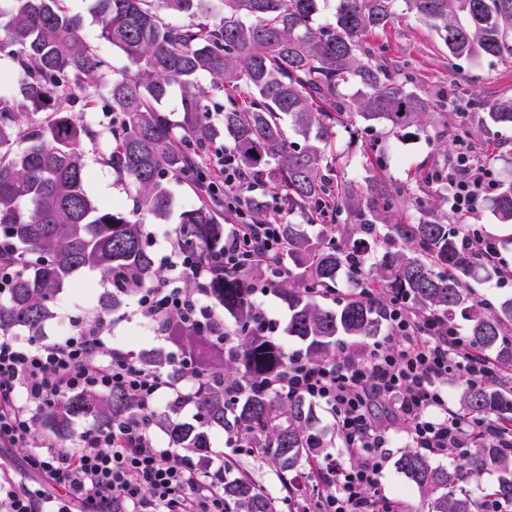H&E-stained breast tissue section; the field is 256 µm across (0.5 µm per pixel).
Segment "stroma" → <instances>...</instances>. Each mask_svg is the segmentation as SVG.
Listing matches in <instances>:
<instances>
[{
	"label": "stroma",
	"mask_w": 512,
	"mask_h": 512,
	"mask_svg": "<svg viewBox=\"0 0 512 512\" xmlns=\"http://www.w3.org/2000/svg\"><path fill=\"white\" fill-rule=\"evenodd\" d=\"M72 12L83 15V33L96 52L112 63L106 78L118 77L126 65L122 53L99 36V26L89 13L90 0H68ZM367 45L388 61L405 66L414 73L416 86L429 96L441 98L426 124L401 137L383 125L369 129L337 127L336 150L345 160L342 173L356 191H364L374 178L382 177L402 190L394 217L401 222H417L422 205L434 202L448 210L445 183L416 180L417 172L443 168L447 165L446 150L457 142L468 143L478 165L491 170L495 179L512 176V128L485 124L488 106L495 100L512 98V58H455L436 31L407 13L385 30L369 35ZM104 145L98 141L84 144L89 173L87 191L98 203L132 208L131 187L121 181L102 161ZM171 214L168 220L155 221L151 229L157 240L151 245L154 259H162L164 251L160 236L169 226L179 224L183 211L206 203V196L188 182L172 181ZM108 291L107 284L94 271L80 274L59 294V301L78 314L94 313L98 300ZM112 337L128 350L157 348L165 356L176 357L173 342L156 339L154 333L133 316L131 306H122L112 315ZM409 445L404 433H396L390 449L391 459L382 479L388 497L421 507L423 495L397 468L395 460Z\"/></svg>",
	"instance_id": "1"
}]
</instances>
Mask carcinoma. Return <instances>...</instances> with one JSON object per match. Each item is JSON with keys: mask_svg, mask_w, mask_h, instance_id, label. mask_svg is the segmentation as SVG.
Here are the masks:
<instances>
[{"mask_svg": "<svg viewBox=\"0 0 512 512\" xmlns=\"http://www.w3.org/2000/svg\"><path fill=\"white\" fill-rule=\"evenodd\" d=\"M323 0H92L90 12L101 39L126 57L129 66L112 80L104 105L109 121L95 131L74 115L91 105L90 89L110 68L81 32L82 20L64 0H0V59L17 62L13 93L0 96V242L20 254L22 268L0 299V336L40 335L56 312L62 288L86 270L112 291L99 300L100 313L120 304L125 283L112 278L125 270L148 286L161 277L150 250L144 219L162 220L171 209L170 182L222 191L214 167L229 160L277 190L275 213L300 215L324 224L330 234L312 239L302 225H282L288 273L271 288L288 304L287 333L305 343L315 362L340 358L351 347L345 337L377 336L382 307L351 297L332 308L318 299L336 284L352 253L368 255L379 237V262L356 276L437 320L461 314L468 341L512 364V297L494 304L472 298L468 279L476 270L448 216L432 204L416 224H393L390 214L401 189L375 179L361 195L340 176L332 149L336 127L382 123L406 135L423 125L435 102L418 93L403 67L374 58L365 37L397 17L398 0H336L334 21L316 22ZM406 11L433 25L456 58L512 53V0H403ZM166 14L184 15L173 25ZM211 78L210 87L199 78ZM357 83L349 98L344 87ZM181 91L174 119L162 103ZM225 94L223 125L212 121L211 97ZM303 135L288 140L281 115ZM486 121L512 126V99L490 104ZM95 137L111 142L105 163L134 191L133 215L101 206L86 189L83 145ZM502 224L512 223V179L494 199ZM345 215L344 222L336 218ZM224 225L203 205L180 216L179 245L187 254L215 249ZM212 303L240 326L237 339L217 347L205 336L178 333L170 339L196 364L192 392L196 422L173 411L163 416L171 448L192 454L210 449V432L222 429L233 452L245 451L277 471L282 496L273 497L248 473L224 477V512H295L310 493L299 469L325 443L315 406L285 389H270L288 368V352L267 332L252 327L255 291L246 274H215L208 285ZM173 381L186 377L181 363L154 350L138 353ZM466 414L504 419L512 415L507 386L469 383L461 397ZM133 409L121 391L73 393L46 411L40 428L63 443L77 418L106 427ZM397 468L423 494L427 512H481L461 483L462 470L435 466L415 448L404 450ZM469 473L498 470L490 495L512 506V447L474 441Z\"/></svg>", "mask_w": 512, "mask_h": 512, "instance_id": "carcinoma-1", "label": "carcinoma"}]
</instances>
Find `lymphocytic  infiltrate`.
<instances>
[{"instance_id": "obj_1", "label": "lymphocytic infiltrate", "mask_w": 512, "mask_h": 512, "mask_svg": "<svg viewBox=\"0 0 512 512\" xmlns=\"http://www.w3.org/2000/svg\"><path fill=\"white\" fill-rule=\"evenodd\" d=\"M223 204L234 218L221 249L194 259L170 231L165 244L166 276L150 288L128 282L133 311L160 335L197 332L204 324L221 335L230 330L223 312L210 302L206 280L216 271L256 273L255 288L270 291L269 277L283 264L278 224L254 220L245 202L252 183L241 171L218 170ZM497 186L488 171L466 154L448 163V204L467 217ZM178 312L176 325L166 321ZM386 329L365 353L309 360L294 351L281 378L290 392L321 406L333 419L336 437L350 457L347 466L317 469L328 487L308 496L302 512H403L399 500L381 492L394 428L431 456H458L477 439L512 447V424L482 416L465 417L448 405V383L456 377L490 384L496 365L471 346L456 325H431L406 302L384 304ZM65 339L43 343L0 336V446L25 448L39 479L16 478L0 460V512H224L223 468H211L187 452L164 447L156 436L154 404L160 396L176 410L189 394L161 372L145 367L132 352L112 346V321L95 315L71 322ZM125 393L133 410L100 429L78 434V445L61 447L47 438L31 446L46 407L75 391Z\"/></svg>"}]
</instances>
